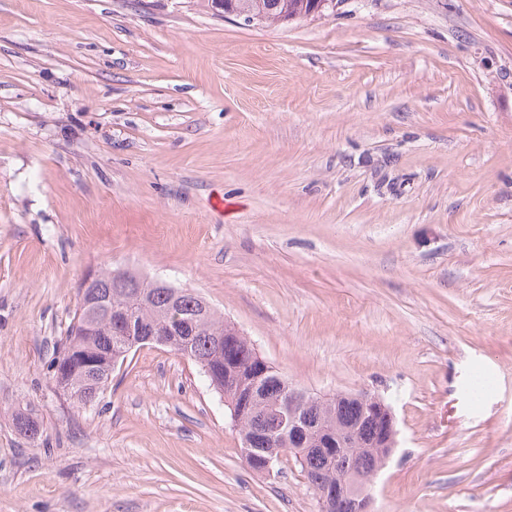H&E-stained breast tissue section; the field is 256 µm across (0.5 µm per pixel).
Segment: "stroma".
I'll return each instance as SVG.
<instances>
[{
	"instance_id": "stroma-1",
	"label": "stroma",
	"mask_w": 512,
	"mask_h": 512,
	"mask_svg": "<svg viewBox=\"0 0 512 512\" xmlns=\"http://www.w3.org/2000/svg\"><path fill=\"white\" fill-rule=\"evenodd\" d=\"M106 269L198 293L296 388L390 404L375 512H512V0H0V512H319L169 347L86 407L55 389ZM232 1L233 0H231V2H226V6L224 3V16L233 15L243 18L247 23L259 21L258 18H252L251 16L246 15L245 12H247L253 17H261L264 20L262 23L275 24L279 22L281 16L283 21L286 23L287 21L303 18L304 16H302V12L304 3L308 0H235V7L243 12L236 10L234 2ZM278 1H285L287 3L282 2L281 4H278ZM285 8H287V12L284 11ZM288 8L291 9L293 14L288 13ZM283 13H288V15L284 16ZM296 15H299V17L296 18Z\"/></svg>"
}]
</instances>
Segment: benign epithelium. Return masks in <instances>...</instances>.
Here are the masks:
<instances>
[{
	"label": "benign epithelium",
	"instance_id": "7a95c632",
	"mask_svg": "<svg viewBox=\"0 0 512 512\" xmlns=\"http://www.w3.org/2000/svg\"><path fill=\"white\" fill-rule=\"evenodd\" d=\"M95 275L86 276L80 283V309L86 311L81 330L93 335L96 324L93 315L102 310L111 318L113 330L120 335L124 347H135L160 338L171 343L181 342L184 336L195 332L199 315L184 311L179 303H171L166 321L150 327L134 325L132 309L112 305V291L94 286ZM203 371L211 386L224 391L225 403L231 409L232 426H237L241 418L256 417L263 424L262 433L287 432L293 434L294 442L299 444L297 451L309 456H326L330 461V471L336 475L334 480H325L319 474L306 476L309 485L316 491L320 512H373V497L369 492L379 473L387 466L395 453L397 445L396 420L391 407L381 398L367 393L340 394L336 401L355 400L379 427L373 438L362 441L351 425H344L332 413L323 414L313 420L304 419V411L316 402L314 396L305 391L290 387L273 402H264L257 390L246 388L237 371L225 369L220 363L203 362ZM258 439L251 437L243 440L245 460L250 469L260 474L273 471L275 458L258 457L251 448ZM360 455L373 458L374 467L364 472L356 465Z\"/></svg>",
	"mask_w": 512,
	"mask_h": 512
}]
</instances>
